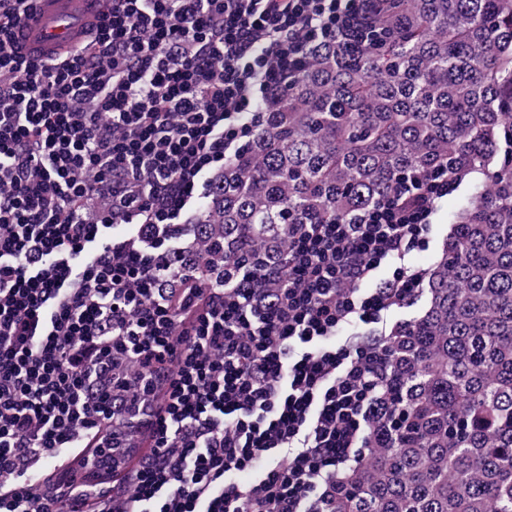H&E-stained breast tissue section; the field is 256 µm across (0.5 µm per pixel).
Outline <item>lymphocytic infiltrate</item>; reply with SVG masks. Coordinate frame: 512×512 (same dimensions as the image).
Returning <instances> with one entry per match:
<instances>
[{"label": "lymphocytic infiltrate", "instance_id": "f902f5d3", "mask_svg": "<svg viewBox=\"0 0 512 512\" xmlns=\"http://www.w3.org/2000/svg\"><path fill=\"white\" fill-rule=\"evenodd\" d=\"M31 2L0 0V512H324L389 413L387 316L448 174L218 267L198 204L369 0H112L39 61ZM74 450L111 484L33 479Z\"/></svg>", "mask_w": 512, "mask_h": 512}]
</instances>
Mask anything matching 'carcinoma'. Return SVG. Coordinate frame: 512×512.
<instances>
[{"label":"carcinoma","instance_id":"carcinoma-1","mask_svg":"<svg viewBox=\"0 0 512 512\" xmlns=\"http://www.w3.org/2000/svg\"><path fill=\"white\" fill-rule=\"evenodd\" d=\"M366 40L316 43L202 201L217 262L448 166L474 173L388 341L396 411L327 512H512V0H379Z\"/></svg>","mask_w":512,"mask_h":512}]
</instances>
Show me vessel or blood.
<instances>
[{"instance_id":"obj_1","label":"vessel or blood","mask_w":512,"mask_h":512,"mask_svg":"<svg viewBox=\"0 0 512 512\" xmlns=\"http://www.w3.org/2000/svg\"><path fill=\"white\" fill-rule=\"evenodd\" d=\"M112 0H34L26 23L13 32V41L25 56H58L110 16Z\"/></svg>"}]
</instances>
